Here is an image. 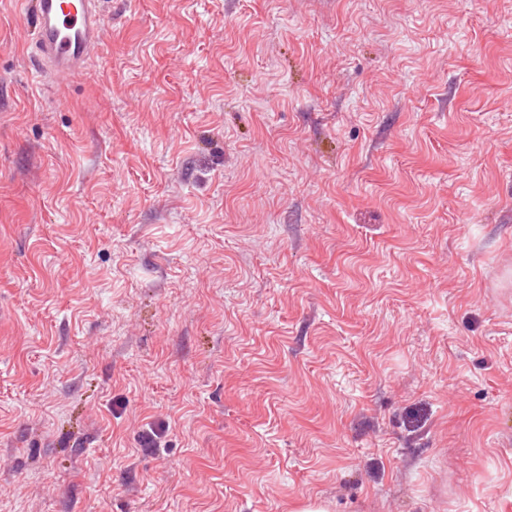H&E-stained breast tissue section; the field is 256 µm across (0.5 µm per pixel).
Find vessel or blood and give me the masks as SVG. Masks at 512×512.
<instances>
[{"mask_svg": "<svg viewBox=\"0 0 512 512\" xmlns=\"http://www.w3.org/2000/svg\"><path fill=\"white\" fill-rule=\"evenodd\" d=\"M34 16L32 57L38 77L60 80L99 52L107 28L99 0H28Z\"/></svg>", "mask_w": 512, "mask_h": 512, "instance_id": "1", "label": "vessel or blood"}]
</instances>
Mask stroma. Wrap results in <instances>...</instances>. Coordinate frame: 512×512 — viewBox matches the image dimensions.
<instances>
[{
	"label": "stroma",
	"mask_w": 512,
	"mask_h": 512,
	"mask_svg": "<svg viewBox=\"0 0 512 512\" xmlns=\"http://www.w3.org/2000/svg\"><path fill=\"white\" fill-rule=\"evenodd\" d=\"M100 8L0 0V512H512V0ZM34 16L32 57L38 78L61 80L99 52L107 28L98 0L21 1Z\"/></svg>",
	"instance_id": "1"
}]
</instances>
